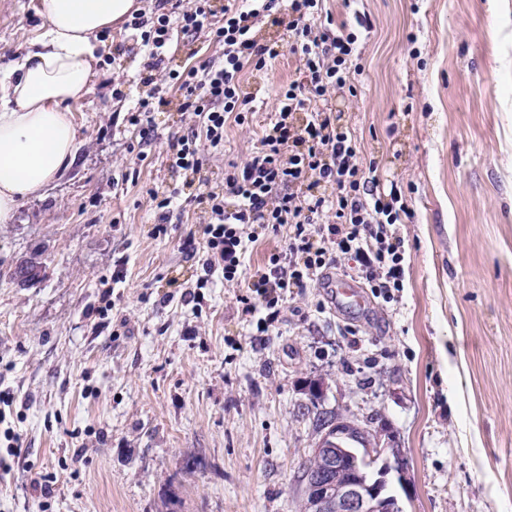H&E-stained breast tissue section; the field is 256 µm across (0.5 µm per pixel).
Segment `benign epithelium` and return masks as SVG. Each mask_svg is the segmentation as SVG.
I'll use <instances>...</instances> for the list:
<instances>
[{
    "label": "benign epithelium",
    "mask_w": 512,
    "mask_h": 512,
    "mask_svg": "<svg viewBox=\"0 0 512 512\" xmlns=\"http://www.w3.org/2000/svg\"><path fill=\"white\" fill-rule=\"evenodd\" d=\"M355 440L349 430L338 427L336 447L313 449L314 454L326 458L327 466L322 470H309L302 477L303 482L315 489L309 512H403L397 498L387 492L392 467L386 461L378 468L373 466L385 449H368L367 462L372 467L362 470L353 480H341L344 460L360 452L354 447Z\"/></svg>",
    "instance_id": "7a95c632"
}]
</instances>
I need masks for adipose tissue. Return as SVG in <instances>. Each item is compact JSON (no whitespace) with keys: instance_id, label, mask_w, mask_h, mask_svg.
Returning <instances> with one entry per match:
<instances>
[{"instance_id":"1","label":"adipose tissue","mask_w":512,"mask_h":512,"mask_svg":"<svg viewBox=\"0 0 512 512\" xmlns=\"http://www.w3.org/2000/svg\"><path fill=\"white\" fill-rule=\"evenodd\" d=\"M139 8L138 0H40V33L0 74V224L74 163L72 112L96 74V41Z\"/></svg>"}]
</instances>
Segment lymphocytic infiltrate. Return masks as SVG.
Masks as SVG:
<instances>
[{
    "label": "lymphocytic infiltrate",
    "instance_id": "1",
    "mask_svg": "<svg viewBox=\"0 0 512 512\" xmlns=\"http://www.w3.org/2000/svg\"><path fill=\"white\" fill-rule=\"evenodd\" d=\"M322 2L288 0L284 42H259L255 31L278 0H227L219 13L212 0H158L159 11L134 13L129 22L150 57L146 81L155 87L140 98L132 121L151 134L168 93H180L190 130L169 138L166 152L178 174H200L206 153L223 150L226 122L245 123L253 101L243 90L245 69L267 68L287 52L297 61L302 79L281 87L257 151L234 165L223 190L210 186L193 197L212 217L204 227L203 266L222 271L228 282L239 278L246 242L289 226L287 258L272 256L257 281L271 323L288 289L304 287L335 257L351 259L377 294L402 286L405 257L396 226L410 210L400 190L381 187L376 165H362L355 141L329 107L337 92L354 86L357 37L320 29ZM201 36L223 47L222 60L170 65L173 42Z\"/></svg>",
    "mask_w": 512,
    "mask_h": 512
}]
</instances>
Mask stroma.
<instances>
[{
  "instance_id": "stroma-1",
  "label": "stroma",
  "mask_w": 512,
  "mask_h": 512,
  "mask_svg": "<svg viewBox=\"0 0 512 512\" xmlns=\"http://www.w3.org/2000/svg\"><path fill=\"white\" fill-rule=\"evenodd\" d=\"M358 36L356 95L332 102L362 162L413 213L398 225L393 299L331 286L340 261L293 288L279 316L238 302L288 227L249 244L239 282L206 275L195 204L153 236L149 189L172 182L171 95L144 142L129 121L147 88L129 30L102 36L74 108V164L0 224V512H295L319 414L376 433L403 464V512H512V0H325ZM39 0H0V69L40 32ZM123 74L121 94L113 73ZM292 55L245 70L258 104L227 122L206 174L258 145ZM38 255L43 279L7 272ZM112 298L104 307L103 295Z\"/></svg>"
}]
</instances>
